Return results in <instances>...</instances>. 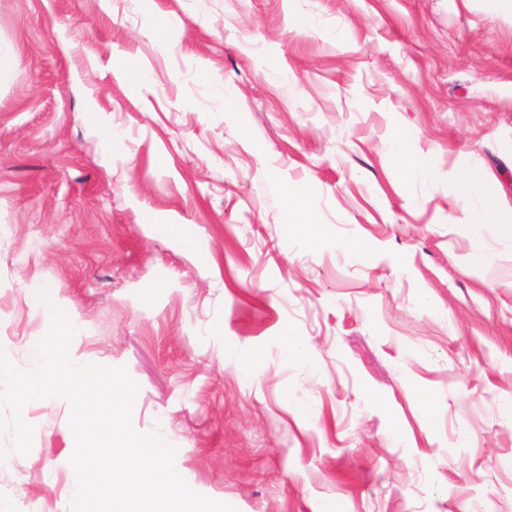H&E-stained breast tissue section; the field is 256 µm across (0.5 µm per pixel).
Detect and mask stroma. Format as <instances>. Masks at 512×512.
I'll list each match as a JSON object with an SVG mask.
<instances>
[{
    "label": "stroma",
    "instance_id": "obj_1",
    "mask_svg": "<svg viewBox=\"0 0 512 512\" xmlns=\"http://www.w3.org/2000/svg\"><path fill=\"white\" fill-rule=\"evenodd\" d=\"M473 167L512 219L510 9L0 0V349L33 370L63 309L237 512H512V242L472 261ZM69 415L0 435V512H70Z\"/></svg>",
    "mask_w": 512,
    "mask_h": 512
}]
</instances>
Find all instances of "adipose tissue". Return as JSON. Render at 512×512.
<instances>
[{
  "label": "adipose tissue",
  "instance_id": "adipose-tissue-1",
  "mask_svg": "<svg viewBox=\"0 0 512 512\" xmlns=\"http://www.w3.org/2000/svg\"><path fill=\"white\" fill-rule=\"evenodd\" d=\"M486 182L485 173L476 168L468 170L458 182L460 190L477 196L481 200L480 208L472 212L465 220L467 235L472 245L471 257L476 262L485 261L487 258L482 247L486 235L498 233L504 238L512 240V225L499 221V202L488 194Z\"/></svg>",
  "mask_w": 512,
  "mask_h": 512
}]
</instances>
